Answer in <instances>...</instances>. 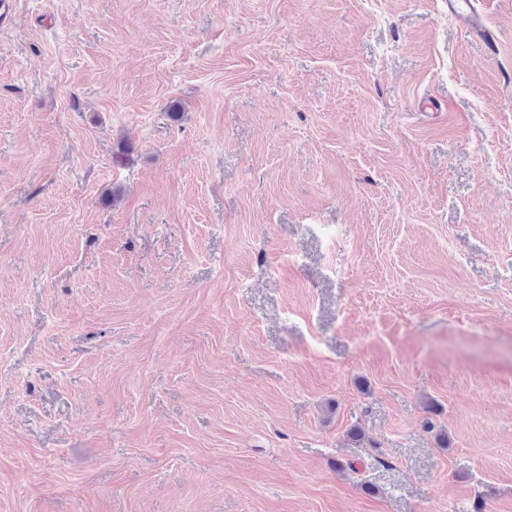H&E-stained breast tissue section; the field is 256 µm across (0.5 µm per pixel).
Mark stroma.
<instances>
[{
	"label": "stroma",
	"mask_w": 512,
	"mask_h": 512,
	"mask_svg": "<svg viewBox=\"0 0 512 512\" xmlns=\"http://www.w3.org/2000/svg\"><path fill=\"white\" fill-rule=\"evenodd\" d=\"M484 2L491 45L447 0H18L0 512H512Z\"/></svg>",
	"instance_id": "1"
}]
</instances>
